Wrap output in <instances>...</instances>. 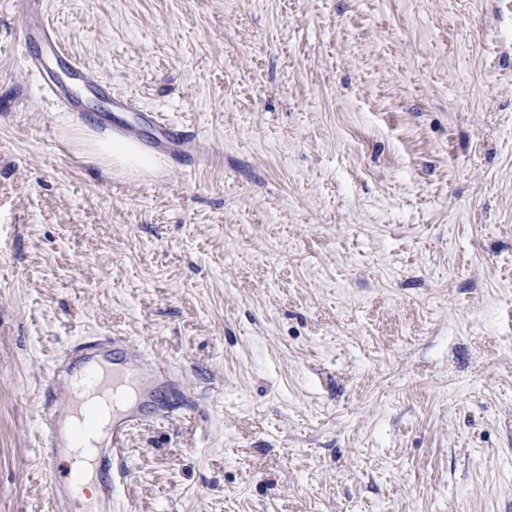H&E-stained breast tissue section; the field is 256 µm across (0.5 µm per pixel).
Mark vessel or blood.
Wrapping results in <instances>:
<instances>
[{
	"mask_svg": "<svg viewBox=\"0 0 512 512\" xmlns=\"http://www.w3.org/2000/svg\"><path fill=\"white\" fill-rule=\"evenodd\" d=\"M18 5L29 29L51 43L67 70L81 69L36 17V0ZM168 379V368L146 362L139 346L122 347L109 336L84 341L54 362L38 405L40 458L50 476L53 512H112L117 492L112 459L128 432L143 423V407L152 402L155 386ZM80 482L93 488L83 499L72 494Z\"/></svg>",
	"mask_w": 512,
	"mask_h": 512,
	"instance_id": "vessel-or-blood-1",
	"label": "vessel or blood"
}]
</instances>
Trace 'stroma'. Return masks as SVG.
Returning <instances> with one entry per match:
<instances>
[{
  "label": "stroma",
  "instance_id": "obj_1",
  "mask_svg": "<svg viewBox=\"0 0 512 512\" xmlns=\"http://www.w3.org/2000/svg\"><path fill=\"white\" fill-rule=\"evenodd\" d=\"M43 2L206 158L105 173L0 0V512L94 336L176 385L116 512H512V0ZM28 66L31 71L36 72L41 77L42 86L48 96L61 108L65 109L66 91L63 84L54 78H49L43 71L42 66L36 65L32 60L28 61Z\"/></svg>",
  "mask_w": 512,
  "mask_h": 512
}]
</instances>
